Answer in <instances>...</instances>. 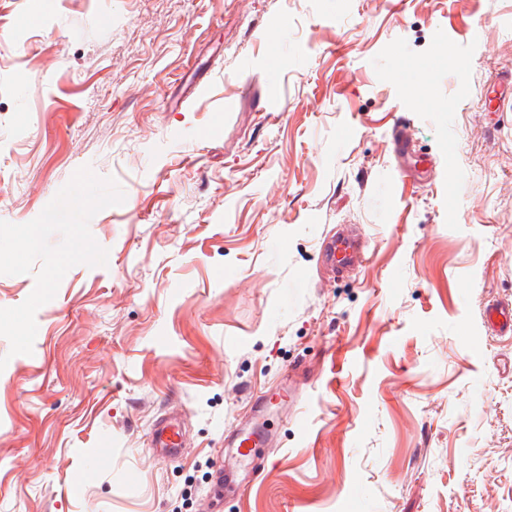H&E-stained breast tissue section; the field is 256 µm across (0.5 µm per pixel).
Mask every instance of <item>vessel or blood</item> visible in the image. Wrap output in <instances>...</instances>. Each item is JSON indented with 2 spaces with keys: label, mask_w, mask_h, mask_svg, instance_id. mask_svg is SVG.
Masks as SVG:
<instances>
[{
  "label": "vessel or blood",
  "mask_w": 512,
  "mask_h": 512,
  "mask_svg": "<svg viewBox=\"0 0 512 512\" xmlns=\"http://www.w3.org/2000/svg\"><path fill=\"white\" fill-rule=\"evenodd\" d=\"M388 141L402 180L419 181L421 173L413 157L410 128L404 117L393 120ZM369 248L367 238L343 229L322 244L323 263L332 274L340 275L361 266ZM482 321L491 334L512 337V301L486 305L482 310ZM296 392V387L291 386L258 396L253 404V420L238 423L232 432L225 434L224 445L229 452L217 463L218 470L212 478L213 493L205 498V512H214L226 493L242 490V483L231 482V474L243 472L250 479L258 478L267 449L276 444L274 436L260 426L258 420L269 409L286 406ZM184 444L185 434L177 417L164 416L155 421L149 433L148 452L151 458L175 461L181 458Z\"/></svg>",
  "instance_id": "b4317fda"
}]
</instances>
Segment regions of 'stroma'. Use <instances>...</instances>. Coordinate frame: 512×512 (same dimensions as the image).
I'll use <instances>...</instances> for the list:
<instances>
[{"instance_id":"35a3bbf8","label":"stroma","mask_w":512,"mask_h":512,"mask_svg":"<svg viewBox=\"0 0 512 512\" xmlns=\"http://www.w3.org/2000/svg\"><path fill=\"white\" fill-rule=\"evenodd\" d=\"M511 73L512 0H0V220L86 165L126 196L32 354L0 337V512H199L296 365L278 462L224 512H512V339L480 318L512 299ZM395 113L455 179L400 181ZM339 224L372 248L325 282ZM185 434L177 417L158 418L149 433V456L152 459L173 462L182 457Z\"/></svg>"}]
</instances>
